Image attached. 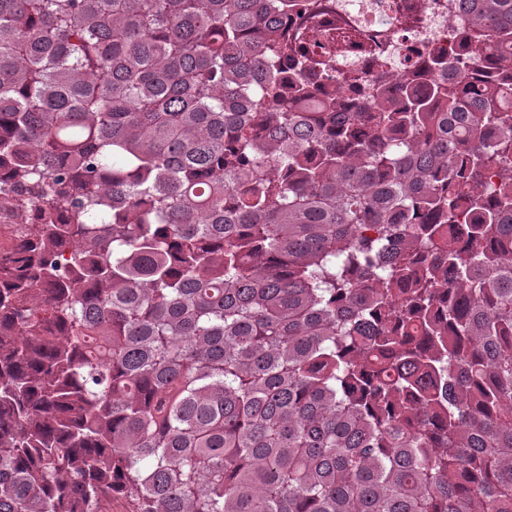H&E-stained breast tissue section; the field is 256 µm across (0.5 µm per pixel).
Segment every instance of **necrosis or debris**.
Wrapping results in <instances>:
<instances>
[{"label":"necrosis or debris","instance_id":"1","mask_svg":"<svg viewBox=\"0 0 512 512\" xmlns=\"http://www.w3.org/2000/svg\"><path fill=\"white\" fill-rule=\"evenodd\" d=\"M468 15L457 0H299L288 42L334 68L342 85L378 80L382 57L400 54L418 67L433 50L462 57Z\"/></svg>","mask_w":512,"mask_h":512}]
</instances>
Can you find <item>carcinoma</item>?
<instances>
[{"label": "carcinoma", "instance_id": "cac0c4a2", "mask_svg": "<svg viewBox=\"0 0 512 512\" xmlns=\"http://www.w3.org/2000/svg\"><path fill=\"white\" fill-rule=\"evenodd\" d=\"M290 2L0 0V512H512V0L353 98Z\"/></svg>", "mask_w": 512, "mask_h": 512}]
</instances>
